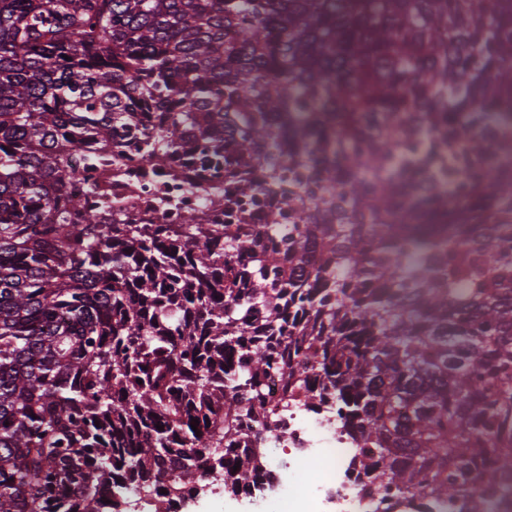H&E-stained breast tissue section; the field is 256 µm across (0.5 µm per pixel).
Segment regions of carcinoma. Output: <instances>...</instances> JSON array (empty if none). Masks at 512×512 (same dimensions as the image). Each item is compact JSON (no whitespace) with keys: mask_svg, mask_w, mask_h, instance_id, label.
I'll return each instance as SVG.
<instances>
[{"mask_svg":"<svg viewBox=\"0 0 512 512\" xmlns=\"http://www.w3.org/2000/svg\"><path fill=\"white\" fill-rule=\"evenodd\" d=\"M508 105L512 0H0V512H124L127 484L172 512L215 468L249 493L252 423L296 402L377 512L512 498ZM67 145L222 171L235 223L75 220L98 157Z\"/></svg>","mask_w":512,"mask_h":512,"instance_id":"obj_1","label":"carcinoma"}]
</instances>
